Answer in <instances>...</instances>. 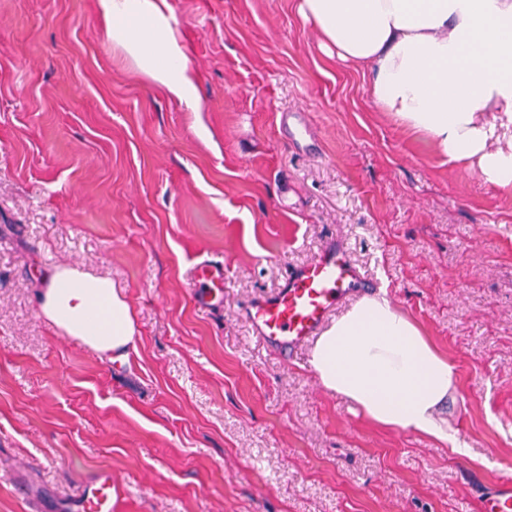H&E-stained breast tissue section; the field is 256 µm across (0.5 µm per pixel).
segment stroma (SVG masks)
<instances>
[{
    "mask_svg": "<svg viewBox=\"0 0 512 512\" xmlns=\"http://www.w3.org/2000/svg\"><path fill=\"white\" fill-rule=\"evenodd\" d=\"M199 111L113 45L97 0H0V512H49L99 469L114 512H479L512 475V191L380 112L296 0H168ZM303 113L304 155L280 125ZM457 370L468 453L380 428L284 358L243 309L328 238ZM224 264V307L194 266ZM71 264L132 303L111 361L37 309Z\"/></svg>",
    "mask_w": 512,
    "mask_h": 512,
    "instance_id": "obj_1",
    "label": "stroma"
}]
</instances>
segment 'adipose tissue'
Listing matches in <instances>:
<instances>
[{
    "instance_id": "1",
    "label": "adipose tissue",
    "mask_w": 512,
    "mask_h": 512,
    "mask_svg": "<svg viewBox=\"0 0 512 512\" xmlns=\"http://www.w3.org/2000/svg\"><path fill=\"white\" fill-rule=\"evenodd\" d=\"M98 8L125 57L198 111L168 0H98ZM297 10L327 55L368 70L379 111L512 190V0H297ZM41 283L39 313L60 333L100 353L136 350L134 310L110 279L54 266ZM309 364L372 424L450 440L440 409L455 391L456 367L385 292L336 318Z\"/></svg>"
}]
</instances>
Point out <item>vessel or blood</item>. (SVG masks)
Here are the masks:
<instances>
[{
	"label": "vessel or blood",
	"mask_w": 512,
	"mask_h": 512,
	"mask_svg": "<svg viewBox=\"0 0 512 512\" xmlns=\"http://www.w3.org/2000/svg\"><path fill=\"white\" fill-rule=\"evenodd\" d=\"M195 280L197 304H212L224 285L223 264L201 261L195 267ZM368 285L348 249L332 238L309 264L289 272L281 288L255 297L245 314L258 340L288 357L319 334L344 298ZM68 507L70 512H113L111 470H98L84 482ZM479 510L512 512V475L483 486Z\"/></svg>",
	"instance_id": "vessel-or-blood-1"
}]
</instances>
